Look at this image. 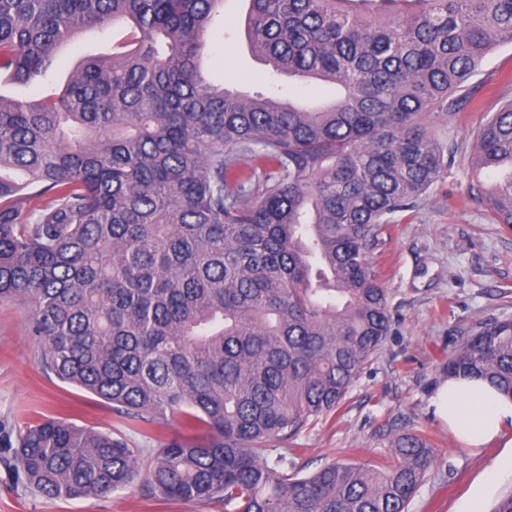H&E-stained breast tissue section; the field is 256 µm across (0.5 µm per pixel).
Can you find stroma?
<instances>
[{"label":"stroma","instance_id":"obj_1","mask_svg":"<svg viewBox=\"0 0 512 512\" xmlns=\"http://www.w3.org/2000/svg\"><path fill=\"white\" fill-rule=\"evenodd\" d=\"M248 0H224L222 21L206 36L201 71L211 84L319 106L336 98L331 83L269 75L246 40ZM111 32L71 41L55 56L64 81ZM468 102L432 113L431 133L448 144L452 163L413 208L389 215L371 255L387 289L393 324L336 415L302 431L289 445L295 471L307 475L331 461L384 459L393 438L420 434L436 456L409 512H491L512 491V469L497 468V447L457 443L433 415L429 400L446 378L448 355L480 325L512 320V229L496 223L475 199L471 160L478 128L512 100V43L497 45L466 86ZM30 310L0 301V512H224L220 501L196 503L149 497L143 482L108 496L51 500L22 489L5 461L8 437L29 422L59 418L79 427L115 432L122 424L111 404L60 381L40 363L29 331ZM497 469L493 483L484 475Z\"/></svg>","mask_w":512,"mask_h":512}]
</instances>
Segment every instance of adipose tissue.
<instances>
[{
    "mask_svg": "<svg viewBox=\"0 0 512 512\" xmlns=\"http://www.w3.org/2000/svg\"><path fill=\"white\" fill-rule=\"evenodd\" d=\"M430 406L435 417L468 448L491 444L502 447L503 464L512 467V400L501 395L487 381L457 377L442 380Z\"/></svg>",
    "mask_w": 512,
    "mask_h": 512,
    "instance_id": "1",
    "label": "adipose tissue"
}]
</instances>
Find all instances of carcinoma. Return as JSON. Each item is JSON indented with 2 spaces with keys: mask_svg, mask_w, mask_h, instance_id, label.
I'll return each mask as SVG.
<instances>
[{
  "mask_svg": "<svg viewBox=\"0 0 512 512\" xmlns=\"http://www.w3.org/2000/svg\"><path fill=\"white\" fill-rule=\"evenodd\" d=\"M373 2L249 0L245 35L272 72L340 88L309 107L205 82L223 0H0V76L22 85L64 44L127 25L59 92L0 95V300L30 308L45 369L125 429L186 431L143 471L122 435L29 424L9 448L31 492L100 498L143 475L160 500L224 512H407L434 461L423 436L395 438L387 466L304 477L277 443L335 414L388 336L369 253L448 173L424 120L512 43V0H416L404 17ZM473 166L512 228L511 102L477 131ZM447 373L512 399V320L466 337Z\"/></svg>",
  "mask_w": 512,
  "mask_h": 512,
  "instance_id": "cac0c4a2",
  "label": "carcinoma"
}]
</instances>
